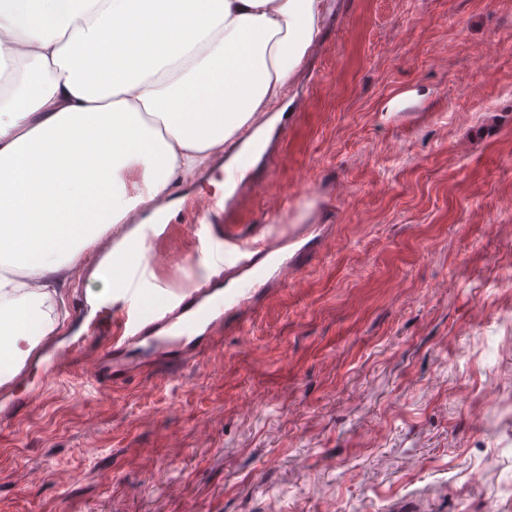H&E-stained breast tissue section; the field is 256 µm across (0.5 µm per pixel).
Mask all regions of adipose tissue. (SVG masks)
I'll list each match as a JSON object with an SVG mask.
<instances>
[{"label": "adipose tissue", "mask_w": 512, "mask_h": 512, "mask_svg": "<svg viewBox=\"0 0 512 512\" xmlns=\"http://www.w3.org/2000/svg\"><path fill=\"white\" fill-rule=\"evenodd\" d=\"M48 32L0 8V385L57 322L51 299L114 225L262 131L319 31L322 0H35ZM169 38L132 79H103L106 30Z\"/></svg>", "instance_id": "obj_1"}]
</instances>
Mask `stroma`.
Instances as JSON below:
<instances>
[{
  "instance_id": "35a3bbf8",
  "label": "stroma",
  "mask_w": 512,
  "mask_h": 512,
  "mask_svg": "<svg viewBox=\"0 0 512 512\" xmlns=\"http://www.w3.org/2000/svg\"><path fill=\"white\" fill-rule=\"evenodd\" d=\"M284 98L235 221L313 202L306 259L193 363L18 381L0 512H512V0H325Z\"/></svg>"
}]
</instances>
